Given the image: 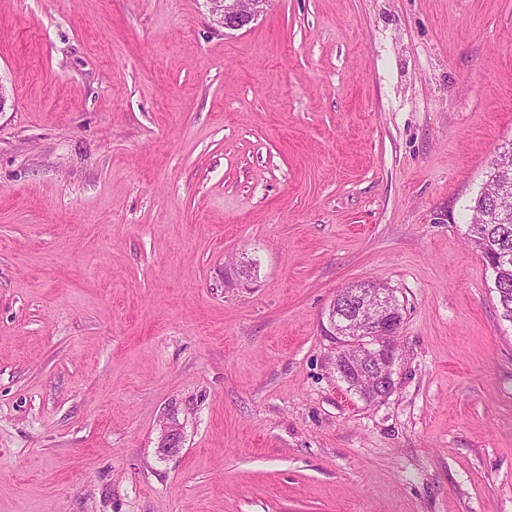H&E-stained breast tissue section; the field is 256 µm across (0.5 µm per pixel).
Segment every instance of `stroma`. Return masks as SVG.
<instances>
[{"label":"stroma","mask_w":512,"mask_h":512,"mask_svg":"<svg viewBox=\"0 0 512 512\" xmlns=\"http://www.w3.org/2000/svg\"><path fill=\"white\" fill-rule=\"evenodd\" d=\"M0 82V512H512L468 243L512 0H0ZM364 279L403 315L377 403L328 320ZM213 23L224 30H241L265 12L270 0H204ZM350 352L339 349L333 360V365L336 364V371L340 377L345 381L348 386L357 391L360 396L366 401H375L376 396L362 379V375L367 371H371L370 367L365 363L360 362L358 359H350ZM359 375V377H358ZM363 383V385H362Z\"/></svg>","instance_id":"35a3bbf8"}]
</instances>
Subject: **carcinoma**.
Here are the masks:
<instances>
[{
    "label": "carcinoma",
    "mask_w": 512,
    "mask_h": 512,
    "mask_svg": "<svg viewBox=\"0 0 512 512\" xmlns=\"http://www.w3.org/2000/svg\"><path fill=\"white\" fill-rule=\"evenodd\" d=\"M472 224L481 226L480 233L469 234V244L481 255L494 275L493 289L497 294L503 317L512 321V200H500L490 185L473 201ZM336 371L348 386L367 401L376 400L362 375L370 367L349 353L339 350L334 357Z\"/></svg>",
    "instance_id": "cac0c4a2"
}]
</instances>
